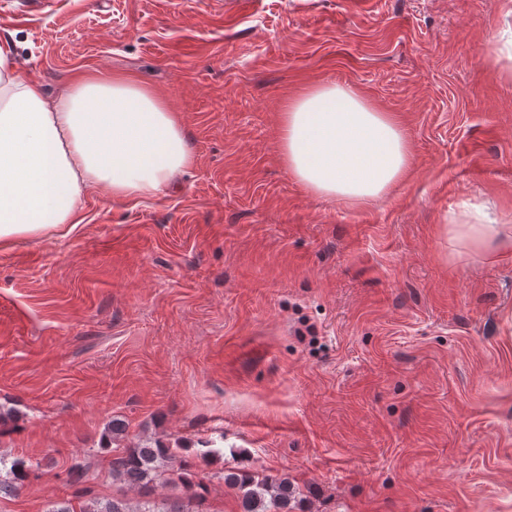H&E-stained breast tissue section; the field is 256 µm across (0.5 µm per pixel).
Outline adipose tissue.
Listing matches in <instances>:
<instances>
[{
	"label": "adipose tissue",
	"instance_id": "adipose-tissue-1",
	"mask_svg": "<svg viewBox=\"0 0 512 512\" xmlns=\"http://www.w3.org/2000/svg\"><path fill=\"white\" fill-rule=\"evenodd\" d=\"M278 131L293 179L345 205L390 193L411 166L400 119L351 83L299 88ZM193 162L180 113L137 74L87 63L51 100L39 78L19 75L11 46L0 42V246L72 233L84 222L88 189L149 198ZM448 239L475 254L506 249L512 226L464 202L448 213Z\"/></svg>",
	"mask_w": 512,
	"mask_h": 512
}]
</instances>
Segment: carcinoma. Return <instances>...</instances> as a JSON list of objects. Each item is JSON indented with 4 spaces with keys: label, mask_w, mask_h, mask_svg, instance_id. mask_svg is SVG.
Here are the masks:
<instances>
[{
    "label": "carcinoma",
    "mask_w": 512,
    "mask_h": 512,
    "mask_svg": "<svg viewBox=\"0 0 512 512\" xmlns=\"http://www.w3.org/2000/svg\"><path fill=\"white\" fill-rule=\"evenodd\" d=\"M106 445L124 438L126 424L114 419L108 423ZM112 479L138 490L140 498H90L75 507L71 502L56 503L46 512H199L198 505L207 492L204 479L192 470V464L178 454V449L155 439L146 445L112 449ZM30 467L24 459L0 455V497L17 493ZM214 477L238 491L242 512H290L292 492L288 480L228 468ZM162 480L184 489L183 498L152 497L153 484Z\"/></svg>",
    "instance_id": "cac0c4a2"
}]
</instances>
